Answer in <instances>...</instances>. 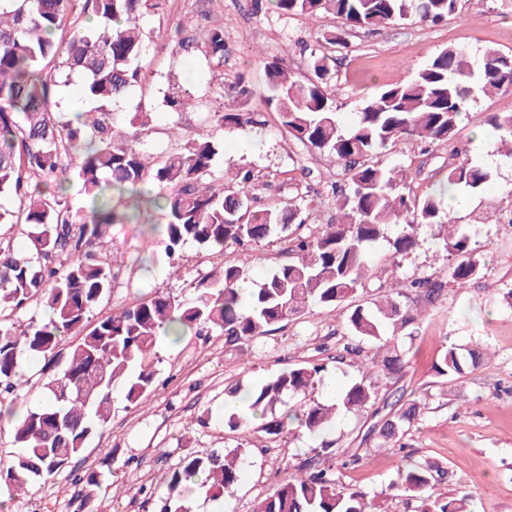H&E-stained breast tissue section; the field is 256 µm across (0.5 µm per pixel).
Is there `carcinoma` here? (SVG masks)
I'll list each match as a JSON object with an SVG mask.
<instances>
[{
	"label": "carcinoma",
	"instance_id": "carcinoma-1",
	"mask_svg": "<svg viewBox=\"0 0 512 512\" xmlns=\"http://www.w3.org/2000/svg\"><path fill=\"white\" fill-rule=\"evenodd\" d=\"M458 0H275L283 15L318 20L331 14L341 26L323 33L330 45L345 43V28L376 30L417 18L437 23L454 13ZM161 0H0V196L24 201L19 213L0 208V224L18 226L30 242V254L15 250L0 236V407L11 424L13 445L20 449L5 474V486L17 493L69 467L86 449L93 433L112 416V394L120 389L127 403L143 404L156 390L154 360L161 338L179 340L213 330L237 345L266 336L310 306H336L365 288L369 259L385 244L392 255L406 256L429 231L459 258L452 279L465 286L477 273L471 233L444 220L445 190L413 198L406 194L408 176L397 165L368 158L409 137L450 141L460 130L463 113L477 94L512 86V55L487 48L479 61L448 46L414 76L391 85L367 102L356 123L343 128L336 112V85L328 57L313 59V77L300 81L279 62L265 63L266 108L303 144L336 155L348 164V180L337 191L336 220L303 235L306 223L299 206H256L259 175L250 168L236 174V185L218 187L212 173L219 150L209 137L188 139L155 159L138 147V131L120 126L113 106L141 86L150 42L141 18ZM71 28L65 43L56 33ZM200 44L209 72L224 66V26L205 27L201 41L182 37L188 49ZM63 70L83 80L87 107L69 118L54 109ZM230 106L214 112L224 129L253 122L252 92L244 76L229 87ZM169 112L194 106L188 92L163 95ZM490 126L507 144L512 160V114H495ZM489 172L470 161L448 167L446 187L475 192ZM77 181L85 204L73 206L71 181ZM158 215L164 253L174 261L184 244L224 250L233 243L247 255L254 245L285 235L294 260L284 263L257 288L244 291L247 262L224 266L199 282L191 300L155 294L113 313L96 324L89 317L112 288L114 224H138L144 213ZM410 287L434 303L442 283L415 280ZM385 295L370 309L355 308L348 318L351 338L336 355V368L356 363L366 372L352 380L333 403L309 399L324 385L327 365L288 366L247 389L241 406L224 415L229 428L279 436L296 426L310 434L329 430L344 412L374 410L376 378L404 368L405 339L412 338L422 310ZM36 303L41 319L21 321L17 313ZM379 341L382 355H364L363 343ZM64 367L55 370L57 357ZM488 353L482 346L444 347L436 364L439 376L453 379L478 367ZM31 359L45 362V402L15 416L22 401L18 378ZM297 405L281 414L288 401ZM426 403L412 400L375 426L378 447L396 445ZM243 446L188 454L167 483L159 512H190L204 492L221 498L238 481ZM315 458L295 468L262 498L255 512H384L375 498L343 486L332 442L314 448ZM86 512H96L101 487L97 472L76 475ZM441 473L409 465L399 470L397 489L423 504L422 512H472L470 499L436 493Z\"/></svg>",
	"mask_w": 512,
	"mask_h": 512
}]
</instances>
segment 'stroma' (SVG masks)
Listing matches in <instances>:
<instances>
[{"instance_id":"1","label":"stroma","mask_w":512,"mask_h":512,"mask_svg":"<svg viewBox=\"0 0 512 512\" xmlns=\"http://www.w3.org/2000/svg\"><path fill=\"white\" fill-rule=\"evenodd\" d=\"M210 11L224 22L225 85L247 75L259 125L217 127L212 115L227 97L222 87L199 82L201 51L172 54L175 29L202 32L207 25L204 15ZM142 22L152 34L145 85L115 106L118 119L137 124L141 148L154 157L177 148L179 140L212 137L220 145L216 183L231 185L239 168H254L267 184L259 193L261 200L300 205L312 230L335 216L332 186L345 182L348 171L335 155L314 151L289 135L278 113L264 109L265 62L279 61L303 80L312 74V55L332 59L337 112L347 127L378 91L408 80L445 47L465 49L476 59L488 47L512 55V0H483L479 5L460 0L457 11L437 25L412 18L374 32L354 28L342 46L321 38L323 31L336 27L333 15L316 23L304 16L284 18L269 2L257 12L252 0H164L161 9L146 13ZM185 90L197 96L196 107L165 111L163 92ZM493 113H512V87L477 97L457 140L412 137L379 157L381 163L406 167L407 189L419 197L439 187L449 166L465 157L491 172L480 191L445 209L450 223L468 226L475 242L480 268L466 288H456L446 275L448 256L434 237H426L400 261L403 281L429 277L444 284L409 344L403 372L380 382L379 398L389 405L424 393L430 396L424 414L403 437L402 449H379L366 441L367 431L382 421L369 411L341 414L320 438L306 432L276 438L255 432L242 457L241 481L215 502L198 495L194 512L210 504L216 512H253L276 476L299 465L324 438L336 441L345 454L360 456L358 463L343 469L344 486L380 496L388 512H416V502L394 488L399 469L413 463L443 470L439 492L471 495L473 512H512V302L504 298L512 290V161L498 151V135L487 123ZM110 233L115 279L93 313L97 320L157 292L192 298L199 281L236 263L239 255L231 244L216 252L190 242L182 249L174 276L167 263L147 264L164 253L160 234L147 233L139 224H115ZM287 247L282 238L254 246L253 284L262 283L287 261ZM390 263V253L378 248L363 292L338 306L308 308L278 331L248 343L228 345L215 331L175 343L161 340L156 391L136 407L114 391L110 422L72 463L81 472H100L101 512H156L158 498L183 456L236 447L239 432L224 424L226 388L255 383L287 366L324 363L338 354L348 338L350 313L382 296ZM478 342L488 344L492 352L479 368L451 382L437 375L434 365L441 346ZM205 411L210 421L203 425L198 418ZM0 512H81V501L64 473L28 493L1 495Z\"/></svg>"}]
</instances>
